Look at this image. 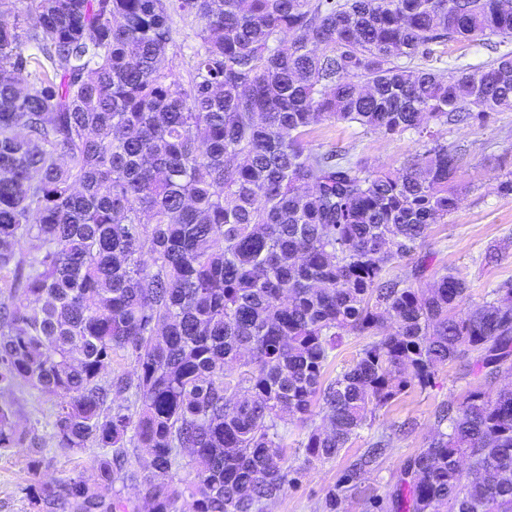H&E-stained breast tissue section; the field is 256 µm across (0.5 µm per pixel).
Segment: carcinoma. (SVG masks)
Instances as JSON below:
<instances>
[{
  "label": "carcinoma",
  "mask_w": 512,
  "mask_h": 512,
  "mask_svg": "<svg viewBox=\"0 0 512 512\" xmlns=\"http://www.w3.org/2000/svg\"><path fill=\"white\" fill-rule=\"evenodd\" d=\"M174 14L197 39L184 79ZM476 35L511 37L512 0H0V391L56 396L60 451L107 450L89 478L30 485L38 512H134L118 483L147 512H261L292 482L285 419L319 407L304 448L332 459L463 353L512 372L511 283L464 309L452 272L390 274L457 209L464 154L430 136L382 172L308 147L325 121L401 135L512 112V56L410 65ZM346 335L376 340L329 380ZM120 354L136 382L104 377ZM437 418L392 512H512V388ZM26 438L0 404V451Z\"/></svg>",
  "instance_id": "cac0c4a2"
}]
</instances>
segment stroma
Returning <instances> with one entry per match:
<instances>
[{
  "instance_id": "35a3bbf8",
  "label": "stroma",
  "mask_w": 512,
  "mask_h": 512,
  "mask_svg": "<svg viewBox=\"0 0 512 512\" xmlns=\"http://www.w3.org/2000/svg\"><path fill=\"white\" fill-rule=\"evenodd\" d=\"M512 56V38L475 37L434 44L432 52L418 64L434 70H473L503 55ZM440 141L449 148L465 150L466 165L457 173L455 186L459 207L446 223L432 225L414 257L396 263L393 272L412 278L414 287H429L451 270L468 286L466 305L488 300L501 283L512 281V192L503 182L512 180V112L493 113L486 122L470 119L457 124H431ZM345 148L353 159L374 170H394L421 150L418 133L388 136L366 131L358 125L322 122L314 125L309 147L323 151L331 145ZM425 260L420 279H413L417 260ZM472 354L440 366L425 390H412L394 404L377 411L370 428L352 437L336 458L320 460L307 455L303 441L306 431L288 421L280 426L293 481L264 512H328L326 497L339 487L343 498L337 512H390V495L404 466L432 439L437 422L436 410L449 402H461L473 391L495 395L512 386V376L486 378L473 367ZM18 410L22 428L35 430L38 447L22 444L0 452V512H35L26 488L40 480L55 483L68 478L90 476V460L98 448L64 455L56 451L50 423L56 408L54 395L17 383L10 395ZM385 440V453L367 469L360 485L347 482L350 466L371 445ZM41 459L39 473H32L30 462Z\"/></svg>"
}]
</instances>
